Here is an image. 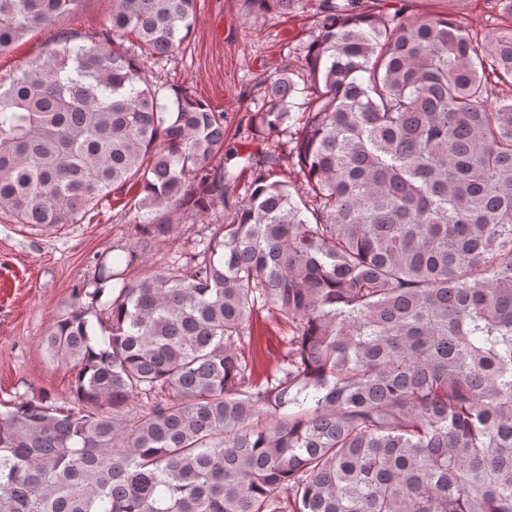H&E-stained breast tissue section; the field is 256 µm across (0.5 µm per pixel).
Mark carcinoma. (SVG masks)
<instances>
[{"label": "carcinoma", "mask_w": 512, "mask_h": 512, "mask_svg": "<svg viewBox=\"0 0 512 512\" xmlns=\"http://www.w3.org/2000/svg\"><path fill=\"white\" fill-rule=\"evenodd\" d=\"M79 2L0 0V52ZM381 2L319 0L310 97L284 72L248 117L294 143L299 201L267 150L229 202L224 112L163 104L143 72L182 49L195 0H112L100 32L0 79L17 223L79 224L138 186L128 270L172 214L222 209L184 264L130 282L102 262L52 324L74 398L0 413V512H512V0L482 40ZM259 304L292 328L263 381L240 352Z\"/></svg>", "instance_id": "cac0c4a2"}]
</instances>
